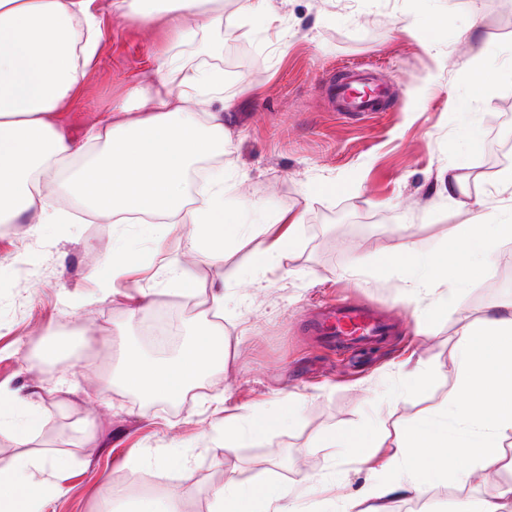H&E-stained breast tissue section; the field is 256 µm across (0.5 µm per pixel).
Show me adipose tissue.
<instances>
[{
  "mask_svg": "<svg viewBox=\"0 0 512 512\" xmlns=\"http://www.w3.org/2000/svg\"><path fill=\"white\" fill-rule=\"evenodd\" d=\"M93 3L0 0V224L26 215L41 224L67 223V213L44 189L61 163L80 156L84 162L71 170L64 189L82 198L90 212L117 223L126 214L143 213L164 216L171 225H191L199 256L218 273L226 249L255 233L252 267H276L296 238L298 218L279 216L257 232L248 224L225 223L220 174L211 180L205 205L191 208L186 202L187 171L201 157L223 152L226 142L222 112L186 108L190 96L223 92L218 72L186 66L175 56L166 59L154 73V91L134 89L89 135L87 143L103 142L105 153L87 155V143L58 126V110L77 96L98 51L101 19ZM112 10L141 23L165 16L182 42L196 39L198 17L215 25L224 21V0H112ZM504 239H512L511 223L478 214L459 227L443 259L421 257L406 246L414 270L404 283L409 298L439 297L448 281L487 276ZM224 362V329L207 321L171 361L124 355L122 379L131 390L173 401ZM459 374L456 398L403 432L391 448L389 459L404 466L403 478L372 487L366 508L360 500L338 498L339 512H383L381 500L398 492L420 493L424 476L463 462L478 466L490 486L476 512H512V483L497 479L504 444L512 439V304L464 328ZM42 423L38 407L0 386V432L11 433L22 449L0 460V512H41L63 491L66 456L54 448L28 449ZM213 504L212 512H297L287 486L266 480L227 481L214 490Z\"/></svg>",
  "mask_w": 512,
  "mask_h": 512,
  "instance_id": "adipose-tissue-1",
  "label": "adipose tissue"
}]
</instances>
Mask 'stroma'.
I'll list each match as a JSON object with an SVG mask.
<instances>
[{"mask_svg": "<svg viewBox=\"0 0 512 512\" xmlns=\"http://www.w3.org/2000/svg\"><path fill=\"white\" fill-rule=\"evenodd\" d=\"M96 0L102 19L97 57L78 95L56 115L83 140L113 103L150 86L170 52L193 67L220 68L226 91L212 103L223 112L228 143L197 169L223 172L224 221L259 223L287 214L300 219L297 242L280 266L254 271L251 238L224 256V279L196 257L190 229L113 224L86 214L50 184L71 215L68 224L0 225V383L41 405L46 424L32 447L73 450L64 495L42 512H133L146 498L181 491L179 512H210L212 490L231 476L270 475L287 485L299 512H336L335 494L362 495L388 481L349 463L345 448L316 445L334 429L389 434L445 407L458 388L460 331L490 306L512 303L497 282L512 269V240L501 241L492 272L460 288L454 302L428 311L402 295L404 244L441 254L473 205L512 215V195L493 182L495 144L512 142V0H272L265 17L244 0H224V22L206 27L208 53L175 45L167 19L139 23ZM440 22L431 31V22ZM498 48L473 58L472 37ZM369 67L388 83L392 105L381 112L341 114L330 108L326 80L345 68ZM496 70L478 89V68ZM460 189L449 193V182ZM118 251L152 256L149 265L113 277L106 261ZM188 267L186 287L168 282L167 265ZM224 293L226 359L198 389L157 401L110 377L115 358L99 338L126 337L147 356L167 350L149 340V322L174 315L209 316ZM152 295L144 313L133 298ZM344 296L390 310L398 319L386 341L346 357L309 328L317 305ZM76 341L74 355L46 362L48 335ZM297 397V418L278 424L280 404ZM274 419L267 434L227 453L225 413ZM94 439L77 445L76 421ZM192 449L186 465L168 463ZM145 458L142 467L129 457ZM347 464L340 491L315 481L329 456ZM469 470L428 478L420 497L429 512H467L486 483Z\"/></svg>", "mask_w": 512, "mask_h": 512, "instance_id": "35a3bbf8", "label": "stroma"}]
</instances>
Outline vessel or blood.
I'll return each instance as SVG.
<instances>
[{"instance_id":"vessel-or-blood-1","label":"vessel or blood","mask_w":512,"mask_h":512,"mask_svg":"<svg viewBox=\"0 0 512 512\" xmlns=\"http://www.w3.org/2000/svg\"><path fill=\"white\" fill-rule=\"evenodd\" d=\"M372 82V77L360 70H348L343 76L332 78L329 83L332 109L347 113L377 111V96H360L356 93L357 88ZM314 328L340 349L378 339L387 331L380 310L341 300L320 310Z\"/></svg>"}]
</instances>
